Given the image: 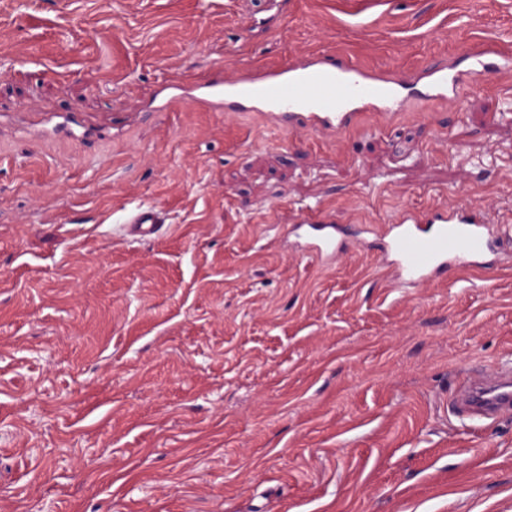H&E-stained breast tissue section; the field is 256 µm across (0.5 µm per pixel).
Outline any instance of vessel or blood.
Wrapping results in <instances>:
<instances>
[{
  "instance_id": "vessel-or-blood-1",
  "label": "vessel or blood",
  "mask_w": 512,
  "mask_h": 512,
  "mask_svg": "<svg viewBox=\"0 0 512 512\" xmlns=\"http://www.w3.org/2000/svg\"><path fill=\"white\" fill-rule=\"evenodd\" d=\"M462 56L470 60V67L434 65L408 77L373 74L336 54L232 77L217 67L209 79L196 84L194 94L168 95L161 108L211 106L244 112L258 105L288 128L342 136L356 129L366 115L387 122L414 103L457 102L477 76L512 72V56L490 43L465 49ZM162 221L160 210L144 207L133 212L127 224L130 235L140 239L153 235ZM287 231L301 239L304 252L323 262L344 248L348 236L345 228L323 215L301 217ZM383 237L397 288L430 281L451 264L483 266L487 257L500 253L504 242L497 225L472 205L402 213L395 223L385 225ZM455 409L459 415L481 418L512 412V371L503 370L487 386L465 380L457 390Z\"/></svg>"
}]
</instances>
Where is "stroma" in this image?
Segmentation results:
<instances>
[{"label":"stroma","instance_id":"1","mask_svg":"<svg viewBox=\"0 0 512 512\" xmlns=\"http://www.w3.org/2000/svg\"><path fill=\"white\" fill-rule=\"evenodd\" d=\"M481 42L512 52V0H0V512H512V413L453 407L512 368V238L395 288L378 235L512 226V76L339 140L152 109L217 64ZM314 211L362 230L333 263L281 242ZM162 223L163 218L160 210L155 207H144L131 214L126 226L133 238L140 239L153 235L158 224Z\"/></svg>","mask_w":512,"mask_h":512}]
</instances>
